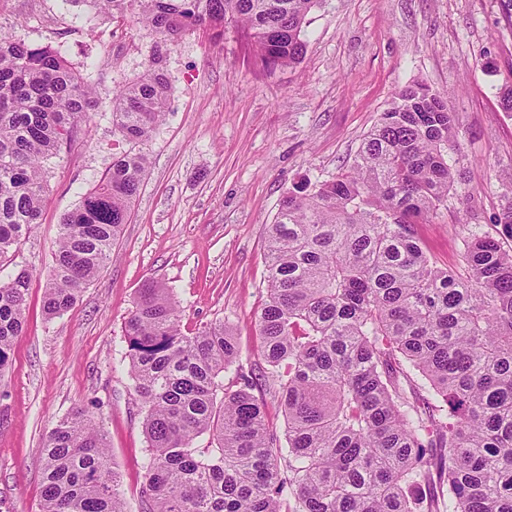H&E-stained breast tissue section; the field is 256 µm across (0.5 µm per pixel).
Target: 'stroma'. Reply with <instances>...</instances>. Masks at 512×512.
Segmentation results:
<instances>
[{"label": "stroma", "mask_w": 512, "mask_h": 512, "mask_svg": "<svg viewBox=\"0 0 512 512\" xmlns=\"http://www.w3.org/2000/svg\"><path fill=\"white\" fill-rule=\"evenodd\" d=\"M306 51L273 71L238 30H202L167 45L149 28L64 0H0V32L63 45L94 90L88 126L46 172L41 221L23 236L10 276L32 272L29 306L0 372V512H39L41 448L80 409L103 431L128 512H141L148 442L128 369L124 323L146 280L169 288L183 333L223 321L246 369L263 366L256 326L267 296L263 248L280 198L333 179L404 86L445 94L459 117L461 185L416 237L438 266L459 268L468 234L498 237L512 198V0H319ZM161 57L167 114L145 145L148 174L112 259L63 314L42 311L61 220L94 187L120 147L115 88Z\"/></svg>", "instance_id": "1"}]
</instances>
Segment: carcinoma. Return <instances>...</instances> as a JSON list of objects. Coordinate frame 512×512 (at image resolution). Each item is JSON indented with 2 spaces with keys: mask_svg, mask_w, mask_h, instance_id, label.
Wrapping results in <instances>:
<instances>
[{
  "mask_svg": "<svg viewBox=\"0 0 512 512\" xmlns=\"http://www.w3.org/2000/svg\"><path fill=\"white\" fill-rule=\"evenodd\" d=\"M130 14L164 43L242 28L262 66L303 55L318 0H64ZM170 87L154 61L112 97V133L145 144ZM94 92L63 46L0 35V267L40 223L46 165L72 142ZM459 123L441 93L400 90L353 163L280 200L265 235L266 366L245 372L224 322L182 333L169 289H141L125 325L148 441L143 512H512V200L501 239L464 240L442 269L416 240L453 194ZM129 150L66 213L43 309L67 311L110 259L147 176ZM33 275L0 279V371L25 325ZM235 368L236 389L224 390ZM274 390L286 444L258 381ZM40 512H126L102 430L82 411L42 446ZM253 393L264 404L271 429L276 431L277 436L285 444V420L277 396H274L272 389L263 384H259Z\"/></svg>",
  "mask_w": 512,
  "mask_h": 512,
  "instance_id": "1",
  "label": "carcinoma"
}]
</instances>
